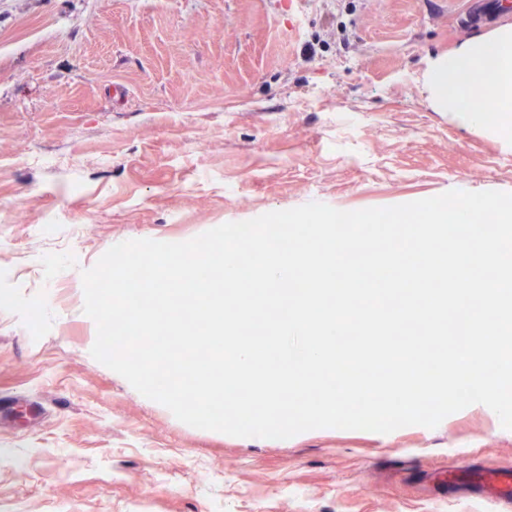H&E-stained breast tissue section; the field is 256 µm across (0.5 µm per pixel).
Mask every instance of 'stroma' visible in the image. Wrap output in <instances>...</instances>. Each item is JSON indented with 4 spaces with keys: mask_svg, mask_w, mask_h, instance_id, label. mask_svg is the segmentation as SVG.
I'll use <instances>...</instances> for the list:
<instances>
[{
    "mask_svg": "<svg viewBox=\"0 0 512 512\" xmlns=\"http://www.w3.org/2000/svg\"><path fill=\"white\" fill-rule=\"evenodd\" d=\"M492 4L466 24L464 0H0V512H496L479 476L512 469V430L495 412L197 429L92 357L82 284L128 240L512 193V145L426 85L512 22Z\"/></svg>",
    "mask_w": 512,
    "mask_h": 512,
    "instance_id": "stroma-1",
    "label": "stroma"
}]
</instances>
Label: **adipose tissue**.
<instances>
[{
    "instance_id": "obj_1",
    "label": "adipose tissue",
    "mask_w": 512,
    "mask_h": 512,
    "mask_svg": "<svg viewBox=\"0 0 512 512\" xmlns=\"http://www.w3.org/2000/svg\"><path fill=\"white\" fill-rule=\"evenodd\" d=\"M427 84L436 110L457 113L469 124L495 130L511 142L512 23L437 57ZM475 90L499 104L495 117H485L474 108L471 93Z\"/></svg>"
}]
</instances>
